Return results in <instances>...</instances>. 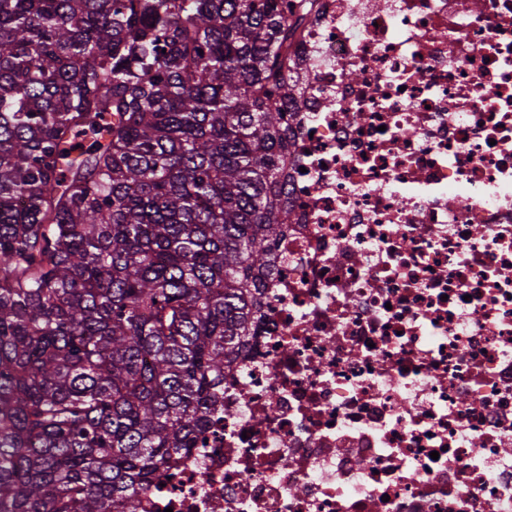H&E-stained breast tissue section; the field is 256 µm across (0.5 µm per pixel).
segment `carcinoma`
Masks as SVG:
<instances>
[{
  "instance_id": "obj_1",
  "label": "carcinoma",
  "mask_w": 512,
  "mask_h": 512,
  "mask_svg": "<svg viewBox=\"0 0 512 512\" xmlns=\"http://www.w3.org/2000/svg\"><path fill=\"white\" fill-rule=\"evenodd\" d=\"M279 0H0V512H140L290 219Z\"/></svg>"
}]
</instances>
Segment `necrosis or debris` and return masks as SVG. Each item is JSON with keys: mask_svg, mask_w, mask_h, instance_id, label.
<instances>
[{"mask_svg": "<svg viewBox=\"0 0 512 512\" xmlns=\"http://www.w3.org/2000/svg\"><path fill=\"white\" fill-rule=\"evenodd\" d=\"M292 221L141 512H512V0H315Z\"/></svg>", "mask_w": 512, "mask_h": 512, "instance_id": "4bbe7bcc", "label": "necrosis or debris"}]
</instances>
